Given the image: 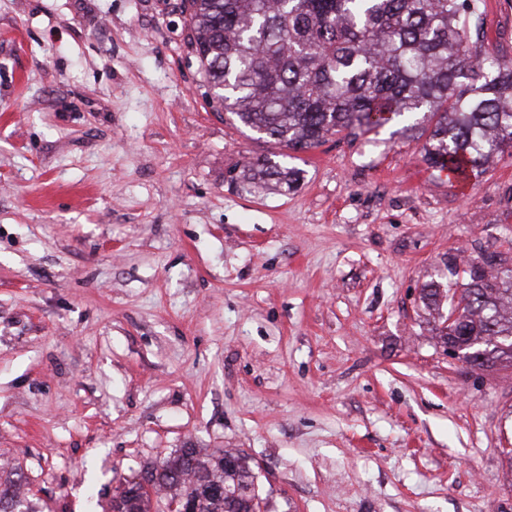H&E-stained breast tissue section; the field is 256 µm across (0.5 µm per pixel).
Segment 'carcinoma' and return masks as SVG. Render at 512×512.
Listing matches in <instances>:
<instances>
[{"instance_id": "cac0c4a2", "label": "carcinoma", "mask_w": 512, "mask_h": 512, "mask_svg": "<svg viewBox=\"0 0 512 512\" xmlns=\"http://www.w3.org/2000/svg\"><path fill=\"white\" fill-rule=\"evenodd\" d=\"M210 97L249 131L294 152L329 135L426 126L428 168L465 180L512 148V69L473 48L478 0H183ZM301 170L272 153L246 165L244 187L296 188ZM455 322L463 343L512 336V284L470 270ZM512 363L490 350L478 367ZM0 512H32L26 479L3 472ZM260 512L256 476L232 450L181 448L128 481L103 512Z\"/></svg>"}]
</instances>
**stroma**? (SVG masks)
Returning a JSON list of instances; mask_svg holds the SVG:
<instances>
[{"label":"stroma","instance_id":"35a3bbf8","mask_svg":"<svg viewBox=\"0 0 512 512\" xmlns=\"http://www.w3.org/2000/svg\"><path fill=\"white\" fill-rule=\"evenodd\" d=\"M480 10L512 65V0ZM190 37L181 0H0V464L35 512L191 447L262 512H512V365L438 339L472 267L512 279V150L462 196L384 127L248 190L275 146ZM279 157H288V154L270 153L246 165L240 175L242 186H260L277 193L295 189L301 170L295 166L289 167Z\"/></svg>","mask_w":512,"mask_h":512}]
</instances>
